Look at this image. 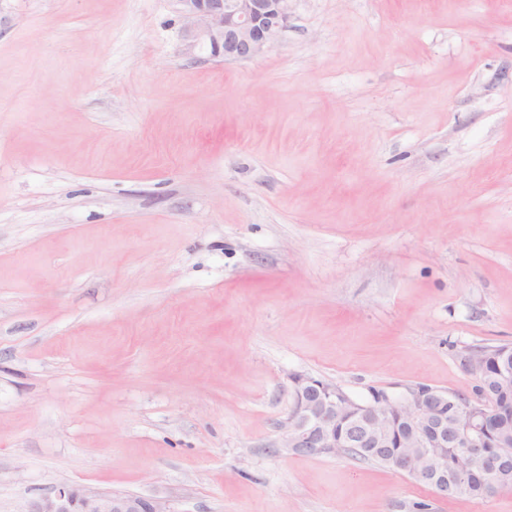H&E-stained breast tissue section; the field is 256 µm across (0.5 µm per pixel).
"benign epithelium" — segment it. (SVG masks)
<instances>
[{"label": "benign epithelium", "instance_id": "obj_1", "mask_svg": "<svg viewBox=\"0 0 512 512\" xmlns=\"http://www.w3.org/2000/svg\"><path fill=\"white\" fill-rule=\"evenodd\" d=\"M186 30L194 41L208 44L226 60H249L263 52L285 30L292 0H178ZM512 388V372L501 370L500 386L458 404L448 413V393L427 386L409 390L401 400L374 396L360 407L348 432L336 437L340 418L351 413L355 401L344 391L306 379L295 390V403L281 439V447L303 455L334 453L338 448H389L402 451L393 458L406 475L423 473L431 491L448 498L454 483L443 471L442 449L453 442L465 456L479 463L494 491L503 489L496 475L512 466L506 456L488 452V435L504 443V421L512 416V402L503 396ZM22 512H168L162 502L135 494H112L60 486L28 502Z\"/></svg>", "mask_w": 512, "mask_h": 512}]
</instances>
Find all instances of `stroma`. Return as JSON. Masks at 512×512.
<instances>
[{"mask_svg":"<svg viewBox=\"0 0 512 512\" xmlns=\"http://www.w3.org/2000/svg\"><path fill=\"white\" fill-rule=\"evenodd\" d=\"M512 346V0H0V512H512L277 441L293 378L472 396ZM187 32L226 60H249L288 25L292 0H178ZM512 359V348L507 346L489 349L483 355L484 366L480 370V383L485 387L493 388L499 383L498 367L507 359ZM20 512H167L162 502L135 494H112L60 486L28 502Z\"/></svg>","mask_w":512,"mask_h":512,"instance_id":"obj_1","label":"stroma"}]
</instances>
